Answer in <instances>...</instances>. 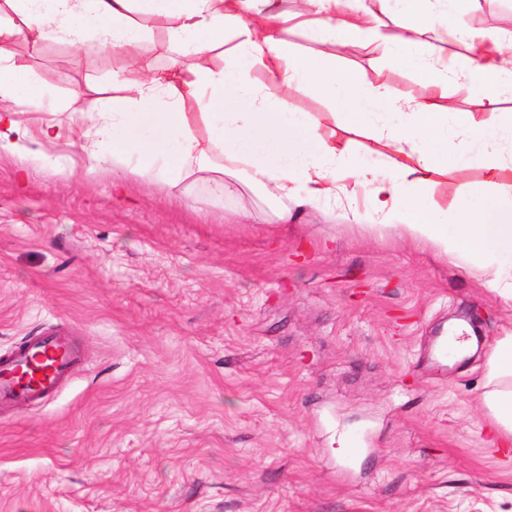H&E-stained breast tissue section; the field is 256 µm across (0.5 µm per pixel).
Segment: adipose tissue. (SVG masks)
I'll return each instance as SVG.
<instances>
[{
	"label": "adipose tissue",
	"instance_id": "1",
	"mask_svg": "<svg viewBox=\"0 0 512 512\" xmlns=\"http://www.w3.org/2000/svg\"><path fill=\"white\" fill-rule=\"evenodd\" d=\"M459 0H404L405 26L397 46L411 52L427 92L418 100H398L388 87L358 70L337 69L326 54L297 55L286 34L297 22L312 40H333L349 49L376 48L380 15L395 0H301L296 14L279 0H0V41L20 35L33 42L60 36L77 48L122 50L142 57L154 46L146 21L166 23L169 66L135 82L113 75L124 96L105 108L83 102L80 114L95 125L114 159L133 172L178 188L190 169L213 171L249 187L288 220L295 210L318 208L336 193L354 199L364 189L365 208L350 207L353 222L402 230L433 245L446 257L479 272L484 285L512 303V125L497 112L501 82L512 73V37L479 35L463 25L450 27L452 39L470 51L458 70L439 44L426 41L441 14H455ZM227 59H246L233 74L214 67L215 50ZM472 82L486 102L478 112H449V79ZM320 88L340 92L333 120L369 133L370 143L351 147L323 132L305 112L291 108V95ZM0 149L15 148L18 113L48 112L52 106L30 82L23 66L0 63ZM462 131L466 155L449 156L448 142ZM481 162L487 173L483 198L461 199L454 223L438 221L418 196V188L449 164ZM484 403L492 418L489 444L512 460V332L500 337L487 359Z\"/></svg>",
	"mask_w": 512,
	"mask_h": 512
}]
</instances>
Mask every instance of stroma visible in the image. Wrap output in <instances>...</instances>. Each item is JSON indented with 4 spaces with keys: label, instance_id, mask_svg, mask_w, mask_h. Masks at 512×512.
Returning a JSON list of instances; mask_svg holds the SVG:
<instances>
[{
    "label": "stroma",
    "instance_id": "obj_1",
    "mask_svg": "<svg viewBox=\"0 0 512 512\" xmlns=\"http://www.w3.org/2000/svg\"><path fill=\"white\" fill-rule=\"evenodd\" d=\"M477 32L512 5L464 0ZM63 41L0 42L47 100L118 96L167 64ZM336 64L422 98L386 47ZM20 114L0 150V355L60 321L84 360L51 401L0 408V512H512V463L478 432L485 363L512 305L400 231L353 223L344 198L281 222L248 189L197 172L177 190L89 161L87 124ZM479 165L436 175L453 223ZM475 318L470 357L439 363L444 324Z\"/></svg>",
    "mask_w": 512,
    "mask_h": 512
}]
</instances>
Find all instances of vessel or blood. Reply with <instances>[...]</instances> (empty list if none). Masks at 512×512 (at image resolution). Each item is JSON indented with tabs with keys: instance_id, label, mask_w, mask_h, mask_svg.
I'll return each instance as SVG.
<instances>
[{
	"instance_id": "obj_1",
	"label": "vessel or blood",
	"mask_w": 512,
	"mask_h": 512,
	"mask_svg": "<svg viewBox=\"0 0 512 512\" xmlns=\"http://www.w3.org/2000/svg\"><path fill=\"white\" fill-rule=\"evenodd\" d=\"M79 361L68 326H52L0 358V407L52 399Z\"/></svg>"
}]
</instances>
